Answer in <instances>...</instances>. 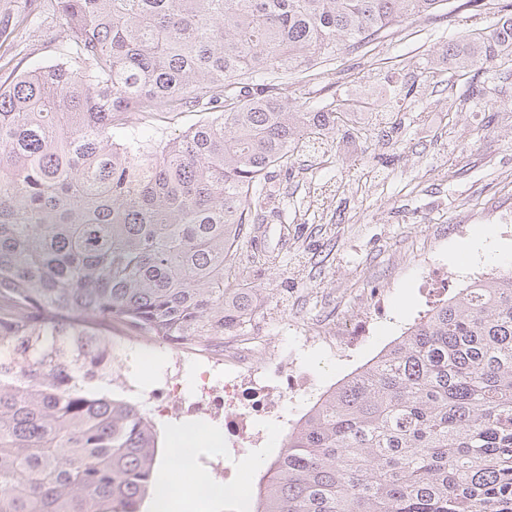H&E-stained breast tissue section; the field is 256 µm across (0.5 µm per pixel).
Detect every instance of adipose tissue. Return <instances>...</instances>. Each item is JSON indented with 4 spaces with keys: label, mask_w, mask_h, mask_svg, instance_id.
<instances>
[{
    "label": "adipose tissue",
    "mask_w": 512,
    "mask_h": 512,
    "mask_svg": "<svg viewBox=\"0 0 512 512\" xmlns=\"http://www.w3.org/2000/svg\"><path fill=\"white\" fill-rule=\"evenodd\" d=\"M202 438L214 448L224 444L223 434L210 429L201 433L192 429L170 430L168 447L159 465L163 493L153 498L151 512H182L191 500L200 505L223 500L224 487L197 471L189 455L190 448Z\"/></svg>",
    "instance_id": "1"
}]
</instances>
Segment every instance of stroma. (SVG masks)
<instances>
[{"label":"stroma","mask_w":512,"mask_h":512,"mask_svg":"<svg viewBox=\"0 0 512 512\" xmlns=\"http://www.w3.org/2000/svg\"><path fill=\"white\" fill-rule=\"evenodd\" d=\"M4 4L30 14L5 61L21 71L56 61L64 36L56 0ZM510 13L512 0H442L434 15L339 51L299 84L294 98L303 110L361 96L397 113L399 128L384 145L366 113H354L338 150L296 158L267 181L272 200L255 226L258 251L240 257L246 287L265 297L245 333L295 357L303 384L276 415L256 417L264 447L228 445L219 454L197 442L198 467L218 483L255 489L314 394L404 336L435 301L512 259V223L489 221L512 211V61L461 76L438 59L443 45ZM204 116L198 105L143 114L131 131L142 140L172 139ZM482 229L489 237L479 244ZM138 343L151 350L150 369L127 340H109L112 368L128 380L109 393L144 408L161 437L173 428L223 429L206 413L155 412L147 393L178 350L147 337Z\"/></svg>","instance_id":"stroma-1"}]
</instances>
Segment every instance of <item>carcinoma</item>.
<instances>
[{"instance_id":"carcinoma-1","label":"carcinoma","mask_w":512,"mask_h":512,"mask_svg":"<svg viewBox=\"0 0 512 512\" xmlns=\"http://www.w3.org/2000/svg\"><path fill=\"white\" fill-rule=\"evenodd\" d=\"M442 0H58L66 49L0 77V512H139L154 424L94 389L112 330L224 346L272 170L337 140L345 99L291 110L319 59ZM24 22L0 14V40ZM512 56V16L444 46ZM205 99L180 136L133 116ZM252 512H512V270L473 280L313 405Z\"/></svg>"}]
</instances>
